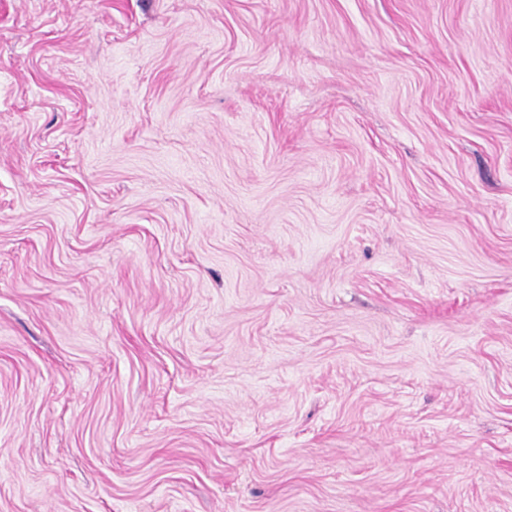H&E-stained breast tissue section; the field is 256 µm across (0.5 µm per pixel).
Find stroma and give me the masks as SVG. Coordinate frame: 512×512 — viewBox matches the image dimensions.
<instances>
[{
	"mask_svg": "<svg viewBox=\"0 0 512 512\" xmlns=\"http://www.w3.org/2000/svg\"><path fill=\"white\" fill-rule=\"evenodd\" d=\"M0 512H512V0H0Z\"/></svg>",
	"mask_w": 512,
	"mask_h": 512,
	"instance_id": "stroma-1",
	"label": "stroma"
}]
</instances>
